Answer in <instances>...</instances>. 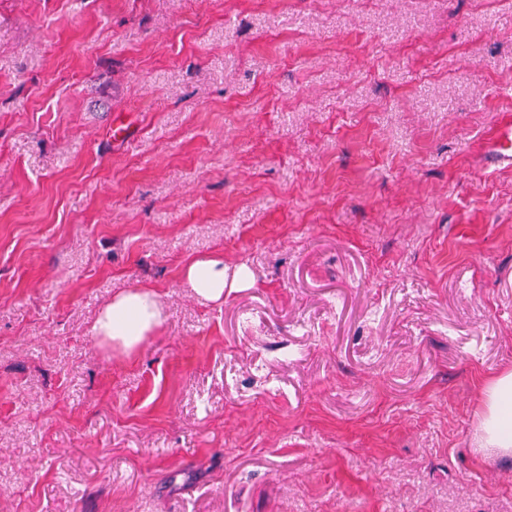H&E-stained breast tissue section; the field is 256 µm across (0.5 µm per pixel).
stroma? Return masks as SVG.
Segmentation results:
<instances>
[{"label":"stroma","mask_w":512,"mask_h":512,"mask_svg":"<svg viewBox=\"0 0 512 512\" xmlns=\"http://www.w3.org/2000/svg\"><path fill=\"white\" fill-rule=\"evenodd\" d=\"M511 116L512 0H0V512H512ZM488 167L494 169L512 167V121L505 120L495 131L493 143L486 158ZM186 280L200 297L214 302L222 301L227 285L224 260L219 257L193 262L187 268ZM162 317V307L153 292L129 289L112 296L100 310L93 332L100 343L129 354L161 324ZM479 448L512 456V371L494 375L481 393Z\"/></svg>","instance_id":"obj_1"}]
</instances>
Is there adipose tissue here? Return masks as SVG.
Instances as JSON below:
<instances>
[{
	"mask_svg": "<svg viewBox=\"0 0 512 512\" xmlns=\"http://www.w3.org/2000/svg\"><path fill=\"white\" fill-rule=\"evenodd\" d=\"M186 280L194 292L207 300L224 298L226 284L248 287L251 273L238 269L234 279H227L220 258L198 260L189 265ZM162 307L156 295L144 289H130L115 294L100 310L93 326L100 343L116 346L124 353L136 351L144 338L161 324ZM479 445L499 456H512V371L494 375L481 393Z\"/></svg>",
	"mask_w": 512,
	"mask_h": 512,
	"instance_id": "1",
	"label": "adipose tissue"
}]
</instances>
